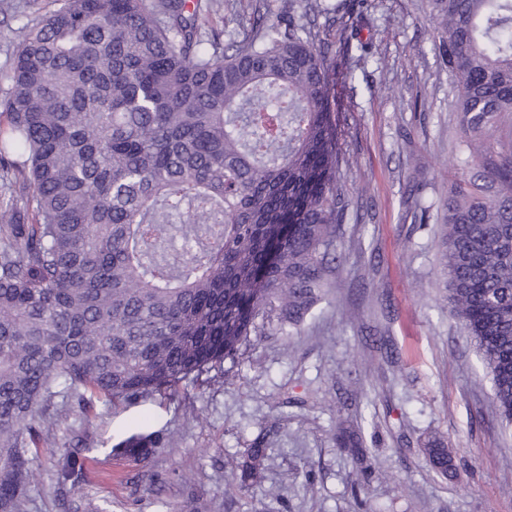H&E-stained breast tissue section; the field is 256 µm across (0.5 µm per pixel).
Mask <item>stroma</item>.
Masks as SVG:
<instances>
[{
	"instance_id": "stroma-1",
	"label": "stroma",
	"mask_w": 512,
	"mask_h": 512,
	"mask_svg": "<svg viewBox=\"0 0 512 512\" xmlns=\"http://www.w3.org/2000/svg\"><path fill=\"white\" fill-rule=\"evenodd\" d=\"M374 53L354 85L336 87L346 218L327 302L299 334L252 337L218 382L113 404L96 403L79 430L84 474L57 487L72 436L45 438L32 462L29 512H512V425L494 402L475 346L453 317L441 272L440 217L457 171L460 134L448 71L425 0H370ZM222 7L214 25L236 39L255 11L290 0ZM25 0H0V92L7 87ZM429 207L426 222L417 205ZM363 425L374 470L337 448V427ZM164 431L172 446L146 461L120 443ZM440 439L455 472L434 471ZM266 455L250 493L238 489L244 451Z\"/></svg>"
}]
</instances>
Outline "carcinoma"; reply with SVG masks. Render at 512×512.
<instances>
[{
    "label": "carcinoma",
    "instance_id": "1",
    "mask_svg": "<svg viewBox=\"0 0 512 512\" xmlns=\"http://www.w3.org/2000/svg\"><path fill=\"white\" fill-rule=\"evenodd\" d=\"M303 11L224 46L221 0H53L19 28L0 94V512H28L30 467L59 425L98 402L211 381L252 335L291 336L327 295L345 218L329 43ZM467 155L441 251L452 311L512 423V0H429ZM174 438L132 436L139 461ZM430 466L454 468L448 448ZM264 450L241 465L240 490ZM84 462L64 454L58 483Z\"/></svg>",
    "mask_w": 512,
    "mask_h": 512
}]
</instances>
